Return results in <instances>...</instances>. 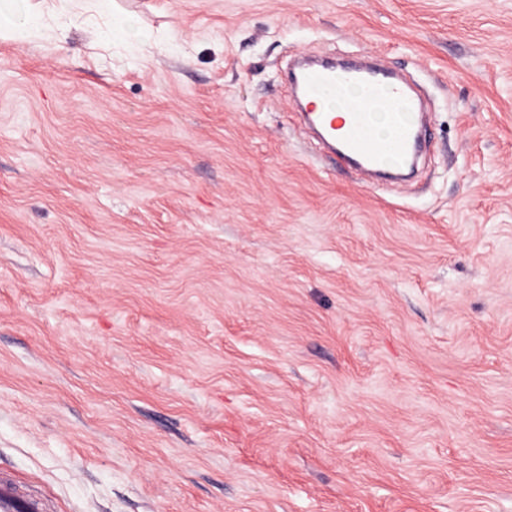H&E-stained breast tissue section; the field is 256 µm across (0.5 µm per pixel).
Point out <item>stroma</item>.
Wrapping results in <instances>:
<instances>
[{"mask_svg":"<svg viewBox=\"0 0 512 512\" xmlns=\"http://www.w3.org/2000/svg\"><path fill=\"white\" fill-rule=\"evenodd\" d=\"M0 39V472L43 512H512V0H112ZM382 58L373 189L284 71Z\"/></svg>","mask_w":512,"mask_h":512,"instance_id":"35a3bbf8","label":"stroma"}]
</instances>
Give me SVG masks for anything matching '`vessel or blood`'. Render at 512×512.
Returning <instances> with one entry per match:
<instances>
[{"mask_svg":"<svg viewBox=\"0 0 512 512\" xmlns=\"http://www.w3.org/2000/svg\"><path fill=\"white\" fill-rule=\"evenodd\" d=\"M298 82L297 104L342 164L390 179L420 155L426 139L421 104L393 71L327 59L304 68ZM376 112L391 113L395 120V132L384 144L375 137L371 117ZM36 508V503L16 496L0 477V512Z\"/></svg>","mask_w":512,"mask_h":512,"instance_id":"1","label":"vessel or blood"}]
</instances>
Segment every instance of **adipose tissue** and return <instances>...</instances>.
<instances>
[{
	"label": "adipose tissue",
	"mask_w": 512,
	"mask_h": 512,
	"mask_svg": "<svg viewBox=\"0 0 512 512\" xmlns=\"http://www.w3.org/2000/svg\"><path fill=\"white\" fill-rule=\"evenodd\" d=\"M99 9L111 12L112 0H37L29 18L0 15V38L14 43H26L38 38L50 25H63L78 13Z\"/></svg>",
	"instance_id": "obj_1"
}]
</instances>
